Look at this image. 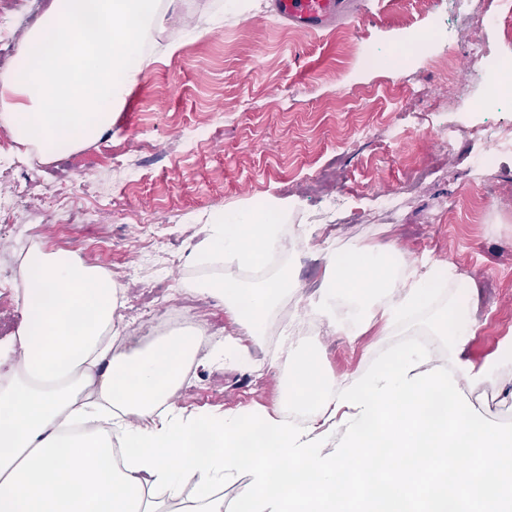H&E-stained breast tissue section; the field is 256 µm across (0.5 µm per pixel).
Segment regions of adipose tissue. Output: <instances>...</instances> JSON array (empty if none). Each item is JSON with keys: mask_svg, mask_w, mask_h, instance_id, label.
<instances>
[{"mask_svg": "<svg viewBox=\"0 0 512 512\" xmlns=\"http://www.w3.org/2000/svg\"><path fill=\"white\" fill-rule=\"evenodd\" d=\"M165 5L51 0L0 74V130L45 161L100 140L143 73L145 39ZM288 207L273 196L267 219L247 207L213 217L193 261L242 267L284 254L278 218ZM323 255L321 298L300 311L352 340L375 323L389 334L452 273L438 262L421 272L412 262L388 265L379 248ZM22 265L21 321L0 341V362L13 366L0 373V512H224V483L243 473L241 512H512V430L461 403L440 418L428 412L434 395L453 400L460 385H497L512 368V338L482 363L466 358L479 328L469 314L453 309L435 321L449 370L411 344L347 382L325 372L319 349L287 333L268 365L288 361V398L318 401L314 416L186 415L172 399L203 330L116 348L120 298L110 276L72 253L39 248ZM198 287L243 329L211 351L216 362L243 358L286 294L277 281L245 288L220 275Z\"/></svg>", "mask_w": 512, "mask_h": 512, "instance_id": "obj_1", "label": "adipose tissue"}]
</instances>
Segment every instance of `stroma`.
<instances>
[{
  "instance_id": "stroma-1",
  "label": "stroma",
  "mask_w": 512,
  "mask_h": 512,
  "mask_svg": "<svg viewBox=\"0 0 512 512\" xmlns=\"http://www.w3.org/2000/svg\"><path fill=\"white\" fill-rule=\"evenodd\" d=\"M252 2L245 10L234 0H174L152 32L158 61L131 88L111 131L74 154L78 161L95 157L92 169L63 176L60 158L29 172L0 165V192L28 177L52 188L48 198L23 200L17 223L30 226L41 248L73 253L108 271L122 291L118 322L128 347L142 331L144 305H174L188 294L197 324L217 336L239 335L222 301L192 291L208 271L192 264L190 254L214 215L248 202L262 206L270 196L288 198L294 205L281 222L300 248L278 258L272 276L287 275L301 299L317 297L322 246L345 252L394 243L406 259L452 263L454 278L442 282L432 309L411 324L433 330L434 312L455 304L458 281L472 280L476 296L465 307L481 327L467 352L482 363L512 337V200L504 201L502 185L512 176V151L499 156L495 171H484L473 164L470 138L481 124H512V96L494 111L480 109L483 84L472 79L466 58L448 49V0H370L368 11L316 33L286 29L268 0ZM45 3L11 0L0 8V57L12 55L15 30L32 25ZM192 16L210 20L211 32L194 36ZM429 27L439 29V38L393 67L403 37ZM462 83L470 84L474 104L459 109L450 99ZM415 84L427 97L411 96ZM442 122L461 129L444 171L431 136ZM366 127L377 130V138H361ZM190 129L197 132L191 141L184 137ZM112 149L137 170L135 180L112 172ZM323 166L336 168L346 195V208L331 225L315 221L322 197L295 190ZM424 166L434 171L430 185L403 196L396 221L357 223L380 196ZM450 192L455 207L423 223L436 199ZM102 200L111 208L95 222L82 221L83 209ZM389 343L374 329L352 343L329 332L309 341L323 346L324 368L338 378L370 369ZM262 349L251 345L248 368L195 362L175 404L187 414L282 410L288 369L261 367ZM501 385L490 393L462 390L476 416L498 426L512 416V400L501 394L512 390V371Z\"/></svg>"
}]
</instances>
